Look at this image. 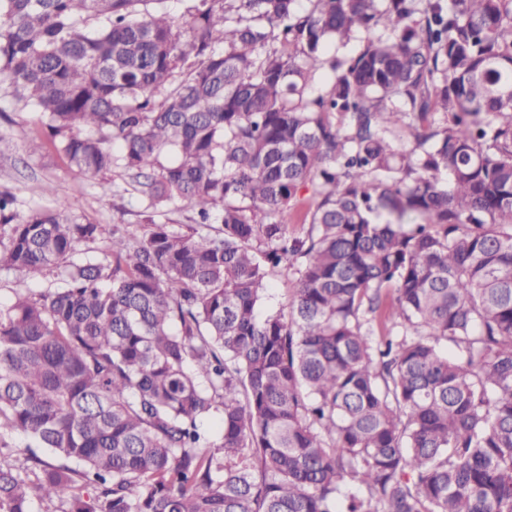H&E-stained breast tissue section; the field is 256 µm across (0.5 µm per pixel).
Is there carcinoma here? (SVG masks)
<instances>
[{"label":"carcinoma","mask_w":512,"mask_h":512,"mask_svg":"<svg viewBox=\"0 0 512 512\" xmlns=\"http://www.w3.org/2000/svg\"><path fill=\"white\" fill-rule=\"evenodd\" d=\"M194 2L0 0V95L147 221L0 192L54 277L0 306V512H512V0ZM294 276L291 272L274 270L268 276V288L260 303L258 312L261 316L283 314L292 294Z\"/></svg>","instance_id":"obj_1"}]
</instances>
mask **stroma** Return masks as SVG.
<instances>
[{
    "label": "stroma",
    "mask_w": 512,
    "mask_h": 512,
    "mask_svg": "<svg viewBox=\"0 0 512 512\" xmlns=\"http://www.w3.org/2000/svg\"><path fill=\"white\" fill-rule=\"evenodd\" d=\"M0 191L14 198L21 215L48 211L64 203L81 223L128 225L139 234L145 229L137 199L124 192L116 176H92L70 165L39 113L0 100Z\"/></svg>",
    "instance_id": "1"
}]
</instances>
